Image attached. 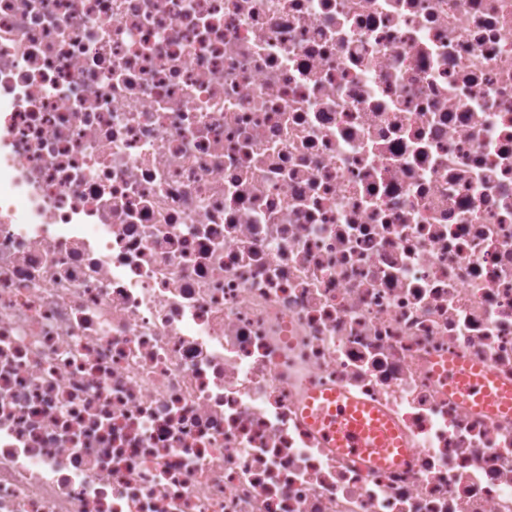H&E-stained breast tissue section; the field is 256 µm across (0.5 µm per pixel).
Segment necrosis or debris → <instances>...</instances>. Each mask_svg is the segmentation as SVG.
Wrapping results in <instances>:
<instances>
[{
  "mask_svg": "<svg viewBox=\"0 0 512 512\" xmlns=\"http://www.w3.org/2000/svg\"><path fill=\"white\" fill-rule=\"evenodd\" d=\"M451 367L512 391V0H0V512H512ZM326 402L316 408L311 402L310 420L322 427L332 440L331 447L371 458L377 464H388L389 456L397 450L392 462H397L408 450L391 426L379 413L341 397L326 395ZM330 407L327 409V405Z\"/></svg>",
  "mask_w": 512,
  "mask_h": 512,
  "instance_id": "necrosis-or-debris-1",
  "label": "necrosis or debris"
}]
</instances>
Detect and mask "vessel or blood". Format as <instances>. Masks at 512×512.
Returning <instances> with one entry per match:
<instances>
[{
  "mask_svg": "<svg viewBox=\"0 0 512 512\" xmlns=\"http://www.w3.org/2000/svg\"><path fill=\"white\" fill-rule=\"evenodd\" d=\"M456 381L460 393L483 405L512 407V392L492 390L487 375L464 371L457 375ZM310 419L323 428L333 447L369 458L374 463H387L391 454L406 451L402 440L379 413L355 402L343 401L341 397H327L324 403L312 409Z\"/></svg>",
  "mask_w": 512,
  "mask_h": 512,
  "instance_id": "obj_1",
  "label": "vessel or blood"
}]
</instances>
